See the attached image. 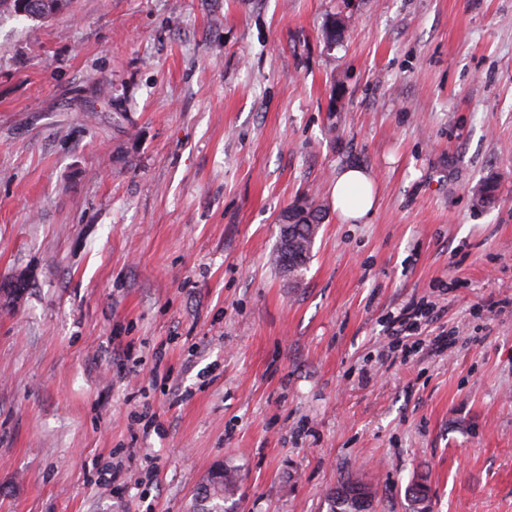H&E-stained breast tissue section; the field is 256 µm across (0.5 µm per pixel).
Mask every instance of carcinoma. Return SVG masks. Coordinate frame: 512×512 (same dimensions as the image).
<instances>
[{"label": "carcinoma", "instance_id": "1", "mask_svg": "<svg viewBox=\"0 0 512 512\" xmlns=\"http://www.w3.org/2000/svg\"><path fill=\"white\" fill-rule=\"evenodd\" d=\"M49 2L51 0H0V12L8 11L16 16L39 20L43 18V9ZM290 211L293 212V222L282 223L273 262L279 269L284 263H290L294 267L293 274L297 276L307 268L325 211L314 200L306 197L288 206L282 215L286 217ZM238 489L236 469L231 466L222 467L220 481L210 483L205 489L203 508L208 512H236L234 508L225 506V503L233 499ZM369 491L370 488L358 480L349 477L341 480L329 495V512H359L356 504Z\"/></svg>", "mask_w": 512, "mask_h": 512}]
</instances>
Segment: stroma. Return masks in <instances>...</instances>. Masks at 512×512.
<instances>
[{
  "label": "stroma",
  "mask_w": 512,
  "mask_h": 512,
  "mask_svg": "<svg viewBox=\"0 0 512 512\" xmlns=\"http://www.w3.org/2000/svg\"><path fill=\"white\" fill-rule=\"evenodd\" d=\"M226 463L238 512H327L347 477L373 512L418 479L430 512H512V0L0 13V512H189ZM336 210L347 221L365 220L375 206V196L368 175L360 169H345L333 186ZM301 203L300 208L297 204ZM293 212V223L283 222L279 218L280 238L276 250L273 253V262L282 270L283 264L288 261L298 276L307 268L311 251L319 230L325 218L323 208L315 204L313 199L303 198L288 206L280 215L288 219V212ZM288 242V248L286 244Z\"/></svg>",
  "instance_id": "stroma-1"
}]
</instances>
